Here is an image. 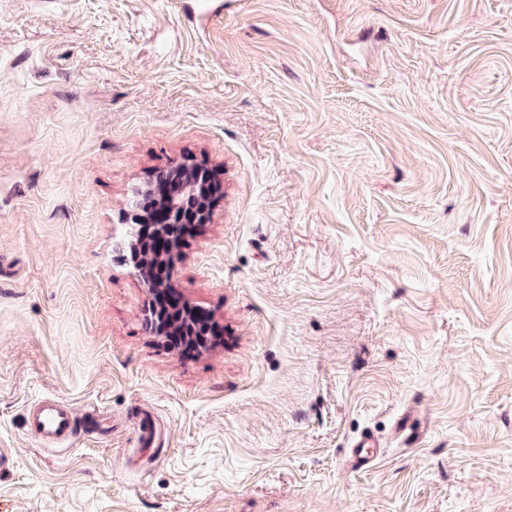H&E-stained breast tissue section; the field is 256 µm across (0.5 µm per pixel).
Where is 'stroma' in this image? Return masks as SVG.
<instances>
[{"mask_svg": "<svg viewBox=\"0 0 512 512\" xmlns=\"http://www.w3.org/2000/svg\"><path fill=\"white\" fill-rule=\"evenodd\" d=\"M184 158L193 360L118 257ZM0 451V512H512V0H0ZM28 428L43 444L63 446L78 432L69 409L56 399H45L28 412ZM380 443L371 432L362 433L351 445L347 453V464L352 469L373 466L383 455Z\"/></svg>", "mask_w": 512, "mask_h": 512, "instance_id": "stroma-1", "label": "stroma"}]
</instances>
